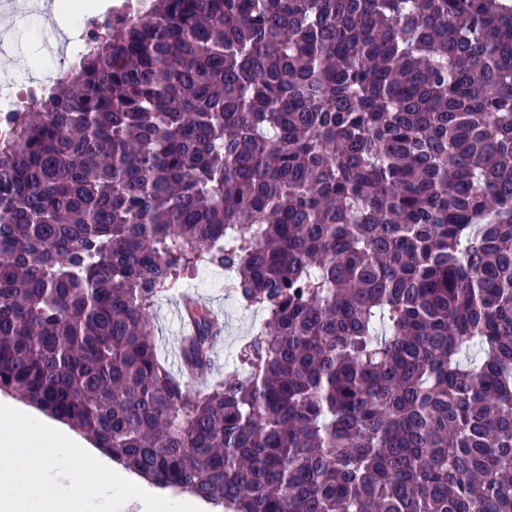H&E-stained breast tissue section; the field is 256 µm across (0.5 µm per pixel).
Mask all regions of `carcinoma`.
Returning <instances> with one entry per match:
<instances>
[{
	"label": "carcinoma",
	"mask_w": 512,
	"mask_h": 512,
	"mask_svg": "<svg viewBox=\"0 0 512 512\" xmlns=\"http://www.w3.org/2000/svg\"><path fill=\"white\" fill-rule=\"evenodd\" d=\"M201 267L263 321L197 392L149 316ZM0 392L227 512H512V0H154L81 47L0 135Z\"/></svg>",
	"instance_id": "1"
}]
</instances>
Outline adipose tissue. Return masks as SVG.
<instances>
[{
    "label": "adipose tissue",
    "instance_id": "ef3b65f1",
    "mask_svg": "<svg viewBox=\"0 0 512 512\" xmlns=\"http://www.w3.org/2000/svg\"><path fill=\"white\" fill-rule=\"evenodd\" d=\"M13 461L22 479L0 473V512H52L66 495L70 512H92L104 501L113 512H151L156 491L75 430L32 417L20 402L0 401V458Z\"/></svg>",
    "mask_w": 512,
    "mask_h": 512
}]
</instances>
